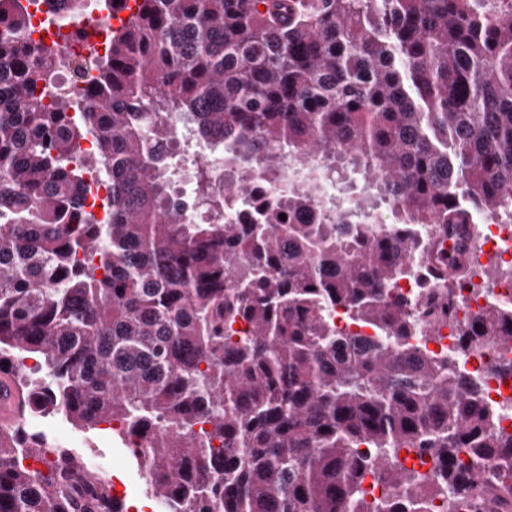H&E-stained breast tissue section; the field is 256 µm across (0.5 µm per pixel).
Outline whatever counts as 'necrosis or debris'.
<instances>
[{
    "instance_id": "4bbe7bcc",
    "label": "necrosis or debris",
    "mask_w": 512,
    "mask_h": 512,
    "mask_svg": "<svg viewBox=\"0 0 512 512\" xmlns=\"http://www.w3.org/2000/svg\"><path fill=\"white\" fill-rule=\"evenodd\" d=\"M24 2L27 7L25 30L30 41L54 43L60 55L69 61L86 56V44L75 38V30L89 27L101 33L112 27L113 17L107 13H91L62 22L47 0ZM491 302L512 308V276L499 279L485 291L470 283L454 288L448 299V319L439 333L431 334L426 320L421 318L410 341L429 354L453 361L458 372L477 388L491 411L493 429L512 434V377L500 371L504 363H512V349L490 345L461 353L456 345L458 329L471 325Z\"/></svg>"
}]
</instances>
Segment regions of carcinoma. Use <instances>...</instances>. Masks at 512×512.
I'll return each instance as SVG.
<instances>
[{
    "label": "carcinoma",
    "mask_w": 512,
    "mask_h": 512,
    "mask_svg": "<svg viewBox=\"0 0 512 512\" xmlns=\"http://www.w3.org/2000/svg\"><path fill=\"white\" fill-rule=\"evenodd\" d=\"M52 2L76 14L89 0ZM107 42L80 66L87 111L71 115L43 102L65 61L22 36L20 0H0V371L26 406L123 423L146 495L169 512H420L403 449L440 464L457 503L512 512V435L491 430L448 358L408 342L414 309L388 293L419 246L413 225L512 220V12L142 0ZM175 117L220 160L198 169L190 206L169 196ZM87 139L96 151L79 160ZM97 163L106 223L80 202ZM256 179L273 196L253 209ZM370 196L399 234L380 233ZM436 262L441 293L472 278ZM336 306L380 336L342 342ZM511 341L512 310L491 303L457 348ZM368 465L395 501H366ZM0 512L126 508L19 419L0 426Z\"/></svg>",
    "instance_id": "1"
}]
</instances>
